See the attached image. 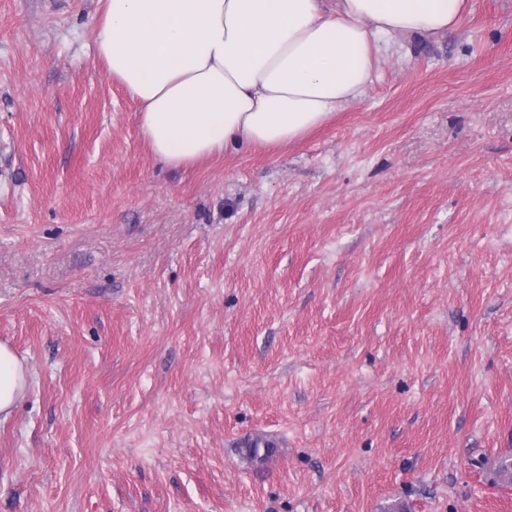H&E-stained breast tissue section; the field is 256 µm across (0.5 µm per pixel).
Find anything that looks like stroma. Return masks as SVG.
Here are the masks:
<instances>
[{
	"mask_svg": "<svg viewBox=\"0 0 512 512\" xmlns=\"http://www.w3.org/2000/svg\"><path fill=\"white\" fill-rule=\"evenodd\" d=\"M96 6L0 0V512H512V0L182 170ZM23 362L6 344H0V415L8 416L26 389Z\"/></svg>",
	"mask_w": 512,
	"mask_h": 512,
	"instance_id": "stroma-1",
	"label": "stroma"
}]
</instances>
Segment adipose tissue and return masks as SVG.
<instances>
[{
  "mask_svg": "<svg viewBox=\"0 0 512 512\" xmlns=\"http://www.w3.org/2000/svg\"><path fill=\"white\" fill-rule=\"evenodd\" d=\"M466 0H97L95 51L154 157L188 168L285 147L362 98L381 41L457 27ZM0 344V415L26 389Z\"/></svg>",
  "mask_w": 512,
  "mask_h": 512,
  "instance_id": "adipose-tissue-1",
  "label": "adipose tissue"
}]
</instances>
